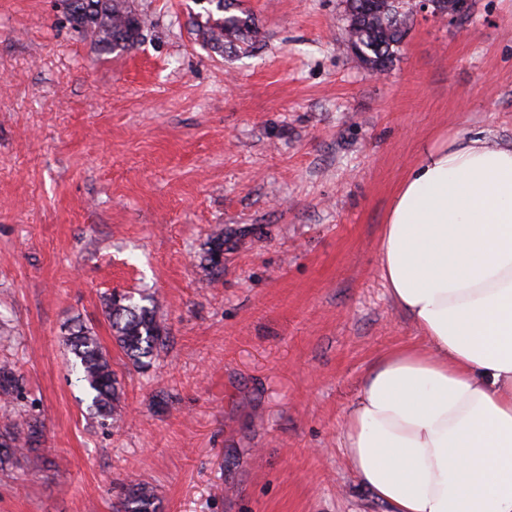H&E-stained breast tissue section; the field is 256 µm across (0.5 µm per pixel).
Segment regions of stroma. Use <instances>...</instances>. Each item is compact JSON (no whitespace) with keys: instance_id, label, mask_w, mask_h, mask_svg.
Segmentation results:
<instances>
[{"instance_id":"1","label":"stroma","mask_w":512,"mask_h":512,"mask_svg":"<svg viewBox=\"0 0 512 512\" xmlns=\"http://www.w3.org/2000/svg\"><path fill=\"white\" fill-rule=\"evenodd\" d=\"M130 3L142 37L112 52L61 0H0V365L22 379L0 413L42 427L0 512H112L138 475L160 512H385L341 438L369 369L419 337L380 229L425 150L512 141V0L413 13L382 73L345 0H239L264 40L231 57L203 47L198 0ZM116 290L160 303L146 369L113 341ZM76 318L122 383L115 424L69 371Z\"/></svg>"}]
</instances>
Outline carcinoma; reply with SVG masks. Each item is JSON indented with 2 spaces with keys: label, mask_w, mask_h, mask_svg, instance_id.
<instances>
[{
  "label": "carcinoma",
  "mask_w": 512,
  "mask_h": 512,
  "mask_svg": "<svg viewBox=\"0 0 512 512\" xmlns=\"http://www.w3.org/2000/svg\"><path fill=\"white\" fill-rule=\"evenodd\" d=\"M345 40L367 69L386 71L402 44L409 20V0H346ZM69 16L82 31L92 36L104 49H127L135 46L142 35L145 21L131 8L129 0H65ZM215 9L205 10V20L198 23L202 45L217 53H234L245 47L254 49L262 42V32L252 14L242 10L233 0H208ZM223 16L214 17V12ZM224 235L211 240L202 260L211 267L221 265ZM157 300L140 305L123 294H111L105 302L104 314L112 327L119 349L139 368L150 364L165 338V327L159 320ZM64 343L73 354L72 370L89 396V408L103 420H117L120 389L112 371L110 355L94 330L77 322L66 330ZM19 377L7 366L0 368V394L6 397L19 392ZM36 425L6 419L0 425V469L13 463L17 453L32 445ZM155 486L144 478L122 484L113 512H158Z\"/></svg>",
  "instance_id": "obj_1"
}]
</instances>
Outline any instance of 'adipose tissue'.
<instances>
[{"instance_id":"adipose-tissue-1","label":"adipose tissue","mask_w":512,"mask_h":512,"mask_svg":"<svg viewBox=\"0 0 512 512\" xmlns=\"http://www.w3.org/2000/svg\"><path fill=\"white\" fill-rule=\"evenodd\" d=\"M378 255L421 340L385 353L345 415L355 475L387 512H512V143L426 150Z\"/></svg>"}]
</instances>
